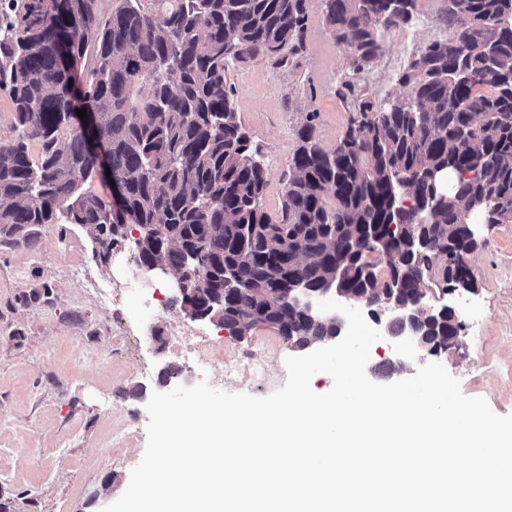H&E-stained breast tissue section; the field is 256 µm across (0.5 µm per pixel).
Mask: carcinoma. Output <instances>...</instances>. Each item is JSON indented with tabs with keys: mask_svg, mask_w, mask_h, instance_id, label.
Masks as SVG:
<instances>
[{
	"mask_svg": "<svg viewBox=\"0 0 512 512\" xmlns=\"http://www.w3.org/2000/svg\"><path fill=\"white\" fill-rule=\"evenodd\" d=\"M6 0L0 5V90L15 135L0 141V237L36 242L41 224L94 231L105 265L120 224H157L144 264L180 272L205 314L230 335L253 318L298 349L341 335L339 314L310 316L285 285L320 288L347 265L343 290L378 307L393 290L414 305L473 276V212L512 223V0H451L452 35L422 47L400 74L402 95L359 103L335 149L296 131L280 218L265 211L268 164L233 103L229 65H277L302 50L308 0ZM350 71L374 66L416 0H318ZM96 122L92 138L76 111ZM106 146L122 194L93 190ZM203 253L197 270L190 253ZM233 271L250 290L224 284ZM457 330L423 316L432 352Z\"/></svg>",
	"mask_w": 512,
	"mask_h": 512,
	"instance_id": "1",
	"label": "carcinoma"
}]
</instances>
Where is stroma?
Masks as SVG:
<instances>
[{"label":"stroma","instance_id":"35a3bbf8","mask_svg":"<svg viewBox=\"0 0 512 512\" xmlns=\"http://www.w3.org/2000/svg\"><path fill=\"white\" fill-rule=\"evenodd\" d=\"M442 3L417 0L413 21L392 33L384 55L347 99L336 94L347 56L330 37L317 0L309 2L304 49L288 65L261 58L230 65L234 106L270 167L264 200L270 217L279 215L281 178L306 114L317 112L316 137L323 148H335L359 99L401 94L397 79L415 52L451 36ZM37 232L32 247L0 241V502L8 512H101L116 501L131 469L114 461L110 439L128 415L147 420L146 396L164 391L160 371L167 363L179 368L176 382L184 387L205 379L237 392L236 384L222 380L226 359L267 366V377L247 386L249 394L265 396L284 386L285 360L296 350L275 331L260 327L237 340L219 335L210 322H193L192 330L206 335L217 355L198 373L149 338L151 326L168 331L178 306L128 331L118 263L100 264L80 225L44 224ZM469 264L477 290L464 298L460 346L439 361L464 395L484 397L497 414H512V223L482 227ZM34 290L48 291V300L30 299ZM91 347L100 353L93 362L85 357ZM394 355L386 342L374 343L368 378L387 384L415 374L418 360L400 369Z\"/></svg>","mask_w":512,"mask_h":512}]
</instances>
